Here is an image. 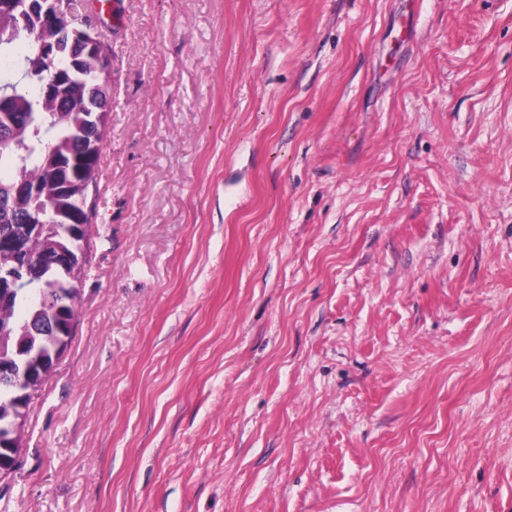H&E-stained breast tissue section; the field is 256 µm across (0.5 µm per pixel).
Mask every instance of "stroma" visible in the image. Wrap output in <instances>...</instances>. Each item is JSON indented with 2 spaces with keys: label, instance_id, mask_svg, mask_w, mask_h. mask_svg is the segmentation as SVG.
Segmentation results:
<instances>
[{
  "label": "stroma",
  "instance_id": "stroma-1",
  "mask_svg": "<svg viewBox=\"0 0 512 512\" xmlns=\"http://www.w3.org/2000/svg\"><path fill=\"white\" fill-rule=\"evenodd\" d=\"M75 336L0 512H512V0H100Z\"/></svg>",
  "mask_w": 512,
  "mask_h": 512
}]
</instances>
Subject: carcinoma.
Returning a JSON list of instances; mask_svg holds the SVG:
<instances>
[{
  "label": "carcinoma",
  "instance_id": "obj_1",
  "mask_svg": "<svg viewBox=\"0 0 512 512\" xmlns=\"http://www.w3.org/2000/svg\"><path fill=\"white\" fill-rule=\"evenodd\" d=\"M81 0H67L54 23L51 43L42 30L40 0H0V238L20 236L39 224L43 238L27 260V287L16 290L11 309L0 313L16 336H35L52 350L48 336L71 314V280L42 263L48 249L87 247L93 232L96 183L108 126L84 115L80 86L100 78L87 52L70 54L80 28Z\"/></svg>",
  "mask_w": 512,
  "mask_h": 512
}]
</instances>
